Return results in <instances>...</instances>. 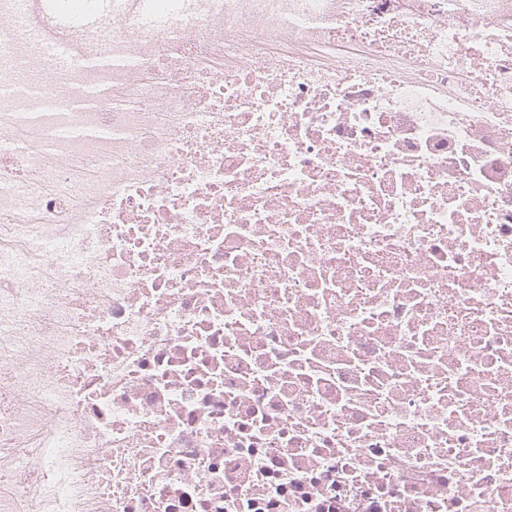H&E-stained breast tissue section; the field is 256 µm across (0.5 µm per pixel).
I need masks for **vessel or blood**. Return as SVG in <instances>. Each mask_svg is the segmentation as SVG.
<instances>
[{
  "label": "vessel or blood",
  "mask_w": 512,
  "mask_h": 512,
  "mask_svg": "<svg viewBox=\"0 0 512 512\" xmlns=\"http://www.w3.org/2000/svg\"><path fill=\"white\" fill-rule=\"evenodd\" d=\"M21 4L20 25L27 33L43 39L47 54L60 65L67 62L62 48L69 36L97 24L94 13L80 8H64L61 0H21Z\"/></svg>",
  "instance_id": "obj_1"
}]
</instances>
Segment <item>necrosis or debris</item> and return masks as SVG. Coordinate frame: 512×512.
I'll return each mask as SVG.
<instances>
[{"label":"necrosis or debris","mask_w":512,"mask_h":512,"mask_svg":"<svg viewBox=\"0 0 512 512\" xmlns=\"http://www.w3.org/2000/svg\"><path fill=\"white\" fill-rule=\"evenodd\" d=\"M0 0V512H512V0ZM21 4L20 25L32 36L44 39L46 52L55 64H67L62 51L70 42L67 37L97 25L94 13L80 8H64L60 0H22ZM48 31L55 36H47Z\"/></svg>","instance_id":"4bbe7bcc"}]
</instances>
